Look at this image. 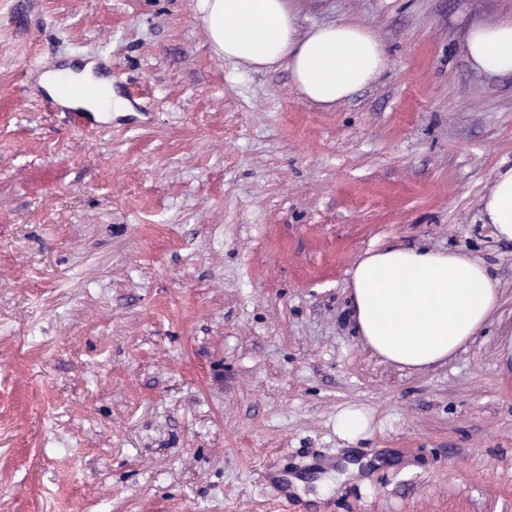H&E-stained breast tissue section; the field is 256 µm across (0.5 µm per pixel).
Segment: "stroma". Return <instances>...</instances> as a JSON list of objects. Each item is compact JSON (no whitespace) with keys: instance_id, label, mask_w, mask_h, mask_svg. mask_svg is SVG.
Here are the masks:
<instances>
[{"instance_id":"obj_1","label":"stroma","mask_w":512,"mask_h":512,"mask_svg":"<svg viewBox=\"0 0 512 512\" xmlns=\"http://www.w3.org/2000/svg\"><path fill=\"white\" fill-rule=\"evenodd\" d=\"M288 2L386 69L327 108L217 57L195 0H0V512H512V243L483 217L512 75L464 53L512 0ZM88 62L131 106L90 134L40 83ZM420 245L482 259L502 306L413 371L356 340L348 286ZM367 456L325 500L271 482ZM371 421V415L367 410L357 406H349L336 415V434L348 444L355 445L367 436Z\"/></svg>"}]
</instances>
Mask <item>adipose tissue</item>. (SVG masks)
Masks as SVG:
<instances>
[{
    "mask_svg": "<svg viewBox=\"0 0 512 512\" xmlns=\"http://www.w3.org/2000/svg\"><path fill=\"white\" fill-rule=\"evenodd\" d=\"M218 56L261 70L285 64L301 94L332 105L375 80L387 58L366 29L340 23L300 33L287 0H196ZM466 55L488 76L512 74V23L472 27ZM93 86L78 105L91 112H124L126 100L96 78L91 66L46 73L47 90L63 83ZM494 236L512 242V166L497 171L484 199ZM359 341L387 362L424 370L468 345L500 306L487 266L459 251L423 246L383 247L356 265L349 287Z\"/></svg>",
    "mask_w": 512,
    "mask_h": 512,
    "instance_id": "ef3b65f1",
    "label": "adipose tissue"
}]
</instances>
